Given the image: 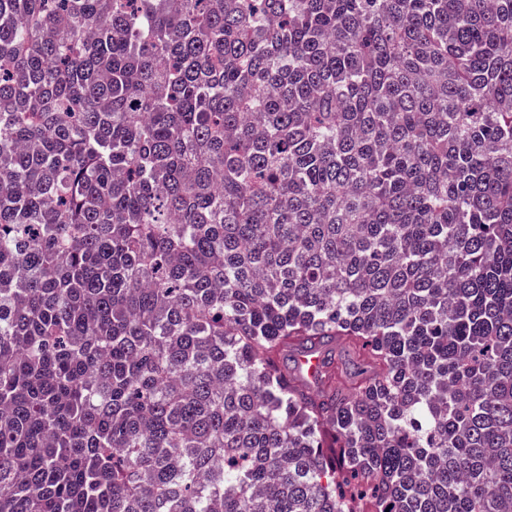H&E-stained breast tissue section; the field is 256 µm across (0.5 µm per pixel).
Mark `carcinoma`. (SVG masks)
I'll return each instance as SVG.
<instances>
[{
  "label": "carcinoma",
  "instance_id": "1",
  "mask_svg": "<svg viewBox=\"0 0 512 512\" xmlns=\"http://www.w3.org/2000/svg\"><path fill=\"white\" fill-rule=\"evenodd\" d=\"M0 512H512V0H0Z\"/></svg>",
  "mask_w": 512,
  "mask_h": 512
}]
</instances>
